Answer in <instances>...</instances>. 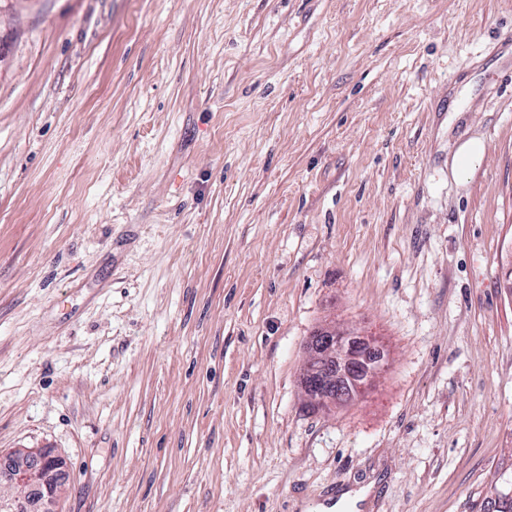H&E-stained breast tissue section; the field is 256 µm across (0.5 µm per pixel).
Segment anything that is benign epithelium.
<instances>
[{
	"label": "benign epithelium",
	"instance_id": "1",
	"mask_svg": "<svg viewBox=\"0 0 512 512\" xmlns=\"http://www.w3.org/2000/svg\"><path fill=\"white\" fill-rule=\"evenodd\" d=\"M310 360L321 364L319 371L303 373L301 386L311 403H336L343 380L370 378L375 372L374 357L353 342L346 332L325 329L310 346ZM68 481L67 462L51 448H16L0 453V487L15 495L0 496V512H57L56 504Z\"/></svg>",
	"mask_w": 512,
	"mask_h": 512
}]
</instances>
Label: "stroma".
I'll list each match as a JSON object with an SVG mask.
<instances>
[{
    "label": "stroma",
    "mask_w": 512,
    "mask_h": 512,
    "mask_svg": "<svg viewBox=\"0 0 512 512\" xmlns=\"http://www.w3.org/2000/svg\"><path fill=\"white\" fill-rule=\"evenodd\" d=\"M511 31L512 0H0V451L67 460L58 512H481ZM329 326L383 363L317 407Z\"/></svg>",
    "instance_id": "35a3bbf8"
}]
</instances>
